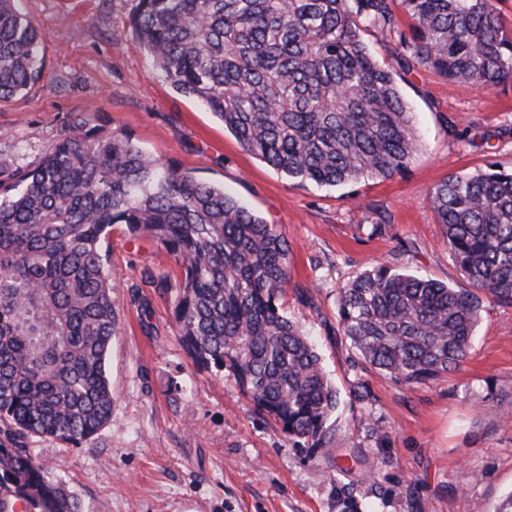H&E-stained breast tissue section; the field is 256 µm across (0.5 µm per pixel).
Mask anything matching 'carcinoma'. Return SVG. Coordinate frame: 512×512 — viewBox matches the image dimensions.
<instances>
[{
  "label": "carcinoma",
  "instance_id": "cac0c4a2",
  "mask_svg": "<svg viewBox=\"0 0 512 512\" xmlns=\"http://www.w3.org/2000/svg\"><path fill=\"white\" fill-rule=\"evenodd\" d=\"M19 2L0 0L1 102L45 72V35ZM131 27L155 70L244 150L320 187L387 179L419 149L394 71L363 41L368 28L398 34L404 71L429 66L484 89L512 81V21L496 0H138ZM427 202L464 284L378 263L338 295L336 335L409 388L461 366L484 304L512 308V170L451 173ZM114 228L182 263L161 289L193 362L229 371L289 440L332 449L340 396L279 303L281 231L131 135L77 118L36 167L0 171V512L19 501L81 512L25 440L75 447L112 414L118 313L103 245Z\"/></svg>",
  "mask_w": 512,
  "mask_h": 512
}]
</instances>
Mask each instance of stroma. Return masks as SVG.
Instances as JSON below:
<instances>
[{
  "label": "stroma",
  "instance_id": "35a3bbf8",
  "mask_svg": "<svg viewBox=\"0 0 512 512\" xmlns=\"http://www.w3.org/2000/svg\"><path fill=\"white\" fill-rule=\"evenodd\" d=\"M136 4L23 0L46 35L45 77L0 103V169L37 165L84 117L198 170L277 225L290 245L282 307L340 393L335 446L356 436L361 463L340 474L325 450L292 447L232 375L196 365L172 294L142 281L147 270L177 276L179 264L117 231L107 242L119 319L106 360L112 416L78 446L32 437L27 447L62 470L82 512H495L512 490V308L485 306L461 368L407 388L337 336L336 307L339 287L378 263L461 283L427 195L454 172L512 169V84L465 87L427 66L397 72L420 139L407 169L336 189L299 184L158 75L130 26ZM451 117L460 137L448 134ZM379 222L386 232L372 234ZM362 384L370 399L353 398ZM360 421L386 436L356 432Z\"/></svg>",
  "mask_w": 512,
  "mask_h": 512
}]
</instances>
